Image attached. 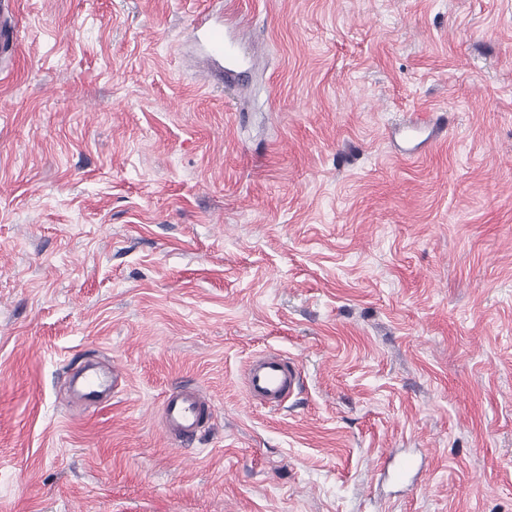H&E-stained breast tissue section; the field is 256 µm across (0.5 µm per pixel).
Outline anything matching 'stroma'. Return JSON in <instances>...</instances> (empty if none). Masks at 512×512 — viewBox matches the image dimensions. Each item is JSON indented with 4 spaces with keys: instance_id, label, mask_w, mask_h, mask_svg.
Listing matches in <instances>:
<instances>
[{
    "instance_id": "stroma-1",
    "label": "stroma",
    "mask_w": 512,
    "mask_h": 512,
    "mask_svg": "<svg viewBox=\"0 0 512 512\" xmlns=\"http://www.w3.org/2000/svg\"><path fill=\"white\" fill-rule=\"evenodd\" d=\"M219 8L0 5V512H512V0H237L232 87ZM221 14L223 15L211 19L209 15L196 19L190 34L191 39L197 41L214 62H224L226 73L232 75L241 60L235 50L232 22L226 18L231 15L227 9ZM300 363L278 351H263L247 363L243 388L247 400L264 409L281 407L299 388ZM212 415V402L199 389L171 390L163 402L164 426L185 445L196 440L204 421Z\"/></svg>"
}]
</instances>
